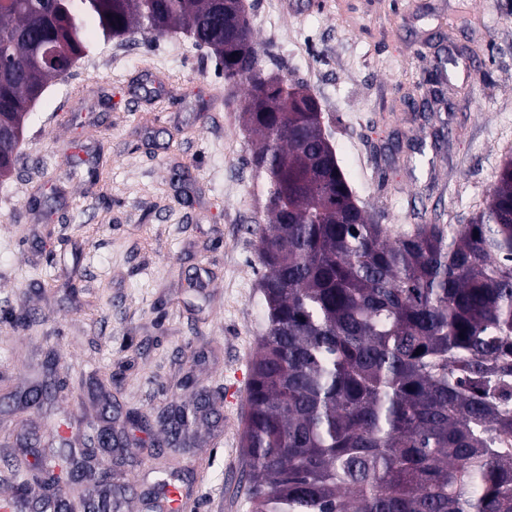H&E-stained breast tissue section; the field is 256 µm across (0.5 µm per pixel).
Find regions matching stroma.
Masks as SVG:
<instances>
[{
	"mask_svg": "<svg viewBox=\"0 0 512 512\" xmlns=\"http://www.w3.org/2000/svg\"><path fill=\"white\" fill-rule=\"evenodd\" d=\"M263 68L316 96L360 205L393 232L466 224L512 158V0H244ZM50 83L0 179V502L37 512L65 440L75 512H251L245 407L265 330L245 85L182 33L103 40ZM42 388V408L23 393ZM187 412L171 432L166 419ZM148 421L117 448L94 428ZM38 469L51 475L50 486L56 491L62 490V487L56 480V476H54L56 469L66 473H77L71 460L53 448L44 454V458L38 463Z\"/></svg>",
	"mask_w": 512,
	"mask_h": 512,
	"instance_id": "1",
	"label": "stroma"
}]
</instances>
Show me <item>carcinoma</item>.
I'll return each mask as SVG.
<instances>
[{"label": "carcinoma", "instance_id": "obj_1", "mask_svg": "<svg viewBox=\"0 0 512 512\" xmlns=\"http://www.w3.org/2000/svg\"><path fill=\"white\" fill-rule=\"evenodd\" d=\"M92 26L180 30L247 86L270 220L241 438L252 512H512V161L470 223L393 235L358 205L316 97L261 70L243 0H0V179ZM38 469L56 491L76 472L53 448Z\"/></svg>", "mask_w": 512, "mask_h": 512}]
</instances>
